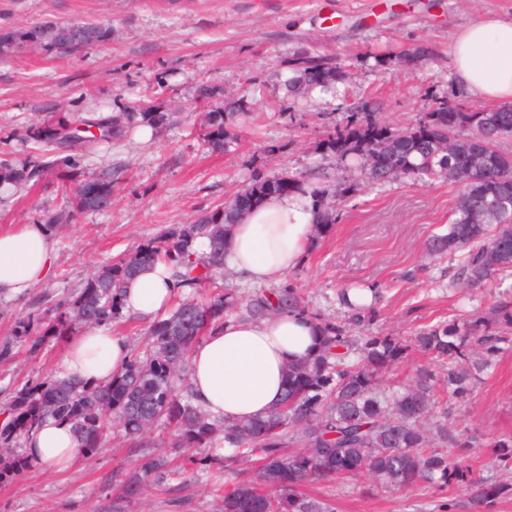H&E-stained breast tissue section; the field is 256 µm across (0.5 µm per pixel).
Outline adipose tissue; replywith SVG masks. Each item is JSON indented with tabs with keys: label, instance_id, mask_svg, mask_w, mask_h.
<instances>
[{
	"label": "adipose tissue",
	"instance_id": "ef3b65f1",
	"mask_svg": "<svg viewBox=\"0 0 512 512\" xmlns=\"http://www.w3.org/2000/svg\"><path fill=\"white\" fill-rule=\"evenodd\" d=\"M451 62L457 82L483 100L512 103V19L487 18L453 36ZM318 220L308 197L276 195L249 211L224 243V266L256 285L276 284L298 267ZM56 260L52 234L43 224L0 231V300L25 296L44 281ZM183 290L168 264L146 266L122 297L125 314L153 319ZM316 348L312 323L292 313L262 320L228 319L194 349L190 382L196 403L236 422L265 415L281 397L285 366ZM124 337L108 328L72 338L59 365L63 377L109 382L129 358ZM32 467L65 470L78 455L70 424L46 420L27 442Z\"/></svg>",
	"mask_w": 512,
	"mask_h": 512
}]
</instances>
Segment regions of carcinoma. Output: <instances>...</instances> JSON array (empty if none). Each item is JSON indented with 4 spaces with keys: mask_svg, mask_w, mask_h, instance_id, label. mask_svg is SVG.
I'll use <instances>...</instances> for the list:
<instances>
[{
    "mask_svg": "<svg viewBox=\"0 0 512 512\" xmlns=\"http://www.w3.org/2000/svg\"><path fill=\"white\" fill-rule=\"evenodd\" d=\"M68 28L77 39L60 41L56 34ZM112 40V27L94 22L46 21L0 31V59L36 50L68 56ZM287 90L304 96L344 80L343 69L328 58L308 52L292 63ZM94 123L98 133L77 134L75 122L59 116L29 127L33 139L47 147L67 140L105 142L126 122L140 119L150 126L163 125L166 113L142 108ZM224 113L200 115L204 137L214 149L224 148L230 137ZM460 129L471 136L462 138ZM512 138V105L471 109L447 99L435 100L415 124L387 132L368 112H353L320 142L340 160L362 162L373 182L401 176L417 181L437 177L459 188L448 232L432 236L426 246L432 258L467 250L458 279L469 287L484 286L512 270V155L497 149L499 140ZM71 156L51 161L0 162V188L16 189L37 183L59 166H69ZM308 196L318 211L315 233H327L336 223L328 204L329 189L300 181L289 172L271 179L255 178L223 205L201 213L189 224H174L162 235L139 245L117 260L100 266L78 292L59 300L44 321H20L15 335L28 338L74 336L90 326L110 325L121 315L125 284L148 264L165 261L173 277L190 288L212 280L224 268V240L247 211L246 203L261 201L283 190ZM112 179L79 183L73 189L74 210L102 212L112 207ZM198 239L209 251L197 253ZM292 312L312 319L319 331L312 356L288 363L280 401L264 416L226 423L194 402L189 387L188 359L193 348L229 317L262 319ZM373 322V311L354 307L342 322L329 321L309 311L292 284L285 282L269 294L243 301L233 293L204 301L188 298L166 317L149 326V350L135 352L109 382L89 385L82 381L48 376L25 384L15 392L0 423V479L22 467L13 461L21 436L29 437L48 418L73 426L78 447L91 456L103 446L108 421L117 418L130 435H141L161 419L173 426L176 447L188 448L189 466L224 463L226 470L253 459L260 462L258 480L238 470L241 479L224 491L217 512H336L334 503L303 490L306 483L366 476L383 491L421 485L447 486L457 481L475 489L473 509L491 507L512 497V479L490 481L474 470L465 456L437 449L443 428L431 432L426 422L442 397L470 394L477 374L500 350V336L480 333L482 320L464 327L438 324L416 332L413 346L440 362L445 369L426 365L400 390L380 389L383 375L408 357L410 345L392 336L352 335ZM359 354L350 360V353ZM501 469L512 471V436L495 442ZM162 458L147 460L140 473L126 482V495L134 497L154 474L165 468Z\"/></svg>",
    "mask_w": 512,
    "mask_h": 512,
    "instance_id": "carcinoma-1",
    "label": "carcinoma"
}]
</instances>
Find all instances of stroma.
<instances>
[{
  "label": "stroma",
  "mask_w": 512,
  "mask_h": 512,
  "mask_svg": "<svg viewBox=\"0 0 512 512\" xmlns=\"http://www.w3.org/2000/svg\"><path fill=\"white\" fill-rule=\"evenodd\" d=\"M512 18V0H0V29L48 20L111 26V41L62 59L39 51L0 60V161L43 157L29 126L56 115L107 117L128 111L151 94L154 111L169 113L150 139L138 126L98 150H73L75 167L60 168L36 185L0 192V229L45 223L69 209L75 183L107 174L111 209L76 215L53 230L57 259L48 279L25 297L0 300V409L29 380L57 375L67 337L39 345L17 339L18 321L44 313L80 287L97 266L116 260L174 224L189 223L252 179L287 170L311 179L326 175L337 194V220L288 279L315 312L343 319L346 288L373 290L371 333L401 338L436 324L489 317L512 307V273L481 288L457 281L462 254L432 259L426 242L447 232L458 194L440 179L401 177L372 182L359 161H339L318 147L324 126L344 121L367 104L380 122L403 128L438 97L472 108L485 102L455 82L450 45L462 26L481 18ZM418 45L433 56L413 64L400 53ZM309 52L338 62L347 73L333 92L304 101L288 97L284 81L292 55ZM386 56L377 64L375 55ZM212 102L238 104L226 123L223 149L205 142L197 90ZM356 190L345 193L344 188ZM489 332L505 341L472 393L439 405L432 424L465 443L470 465L498 477L494 443L512 436V327L490 319ZM174 429L158 423L142 443L113 425L103 447L79 455L67 470L17 472L0 483V512H215L231 484L218 467L194 468L123 497V483L147 457L168 456L179 467ZM334 501L337 512H470L463 485L384 492L366 477L309 485Z\"/></svg>",
  "instance_id": "obj_1"
}]
</instances>
